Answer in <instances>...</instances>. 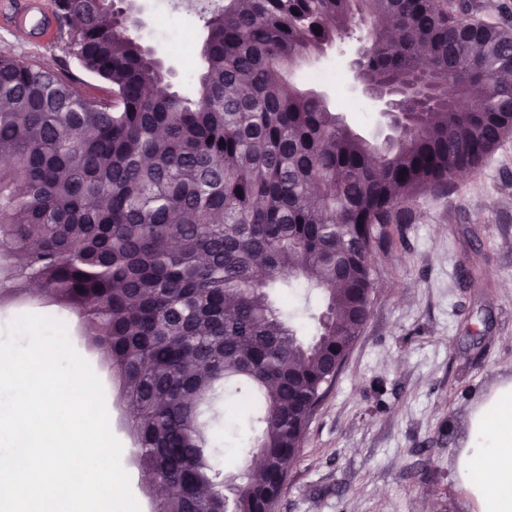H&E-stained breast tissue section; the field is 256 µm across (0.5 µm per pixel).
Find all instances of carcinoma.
Wrapping results in <instances>:
<instances>
[{
  "instance_id": "carcinoma-1",
  "label": "carcinoma",
  "mask_w": 512,
  "mask_h": 512,
  "mask_svg": "<svg viewBox=\"0 0 512 512\" xmlns=\"http://www.w3.org/2000/svg\"><path fill=\"white\" fill-rule=\"evenodd\" d=\"M54 8L65 56L107 94L0 54V303L76 319L147 488L168 486L155 512H273L369 317L388 227L512 134V31L462 17L464 0H222L189 98L107 0ZM366 17L371 86L429 79L427 100L400 97L409 126L380 141L286 76ZM299 284L323 291L309 342L272 299ZM231 378L230 409L261 425L238 480L202 421Z\"/></svg>"
}]
</instances>
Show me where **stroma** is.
Segmentation results:
<instances>
[{
	"label": "stroma",
	"instance_id": "1",
	"mask_svg": "<svg viewBox=\"0 0 512 512\" xmlns=\"http://www.w3.org/2000/svg\"><path fill=\"white\" fill-rule=\"evenodd\" d=\"M138 2L144 26L133 29V37L158 47L173 86L191 94L202 67L203 4L165 16L155 0ZM0 52L67 68L85 93L101 92L99 81L64 61L43 30L0 22ZM318 71L329 72V79H315ZM289 77L326 94L333 111L370 135L373 114L352 93L342 58L329 54ZM413 209L414 223L400 225L392 246L372 259L370 316L308 426L274 512H470L452 471L464 418L491 387L496 369L512 368V135L447 195H420ZM26 314L65 326L102 382L114 435L128 444L118 387L84 346L72 317L47 303L6 304L0 340ZM258 433L253 419L239 415L219 456L225 475L240 472Z\"/></svg>",
	"mask_w": 512,
	"mask_h": 512
}]
</instances>
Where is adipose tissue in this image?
Segmentation results:
<instances>
[{"instance_id": "1", "label": "adipose tissue", "mask_w": 512, "mask_h": 512, "mask_svg": "<svg viewBox=\"0 0 512 512\" xmlns=\"http://www.w3.org/2000/svg\"><path fill=\"white\" fill-rule=\"evenodd\" d=\"M453 471L473 512H512V373L469 407Z\"/></svg>"}]
</instances>
